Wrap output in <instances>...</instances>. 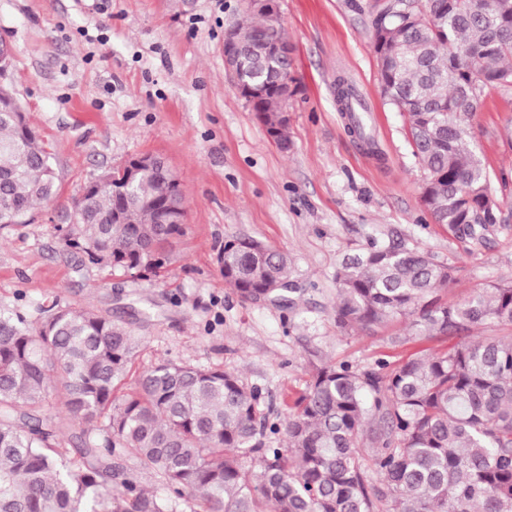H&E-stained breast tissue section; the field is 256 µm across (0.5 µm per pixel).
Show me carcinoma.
I'll return each mask as SVG.
<instances>
[{
	"instance_id": "carcinoma-1",
	"label": "carcinoma",
	"mask_w": 512,
	"mask_h": 512,
	"mask_svg": "<svg viewBox=\"0 0 512 512\" xmlns=\"http://www.w3.org/2000/svg\"><path fill=\"white\" fill-rule=\"evenodd\" d=\"M250 11L234 26L267 33ZM373 35L384 100L406 114L427 173L422 203L437 224L482 238L496 223L488 172L471 148L469 106L512 88V0H375ZM281 66L244 47L245 81L273 89L251 111L288 141ZM0 64V226L26 224L57 195L52 154L28 124ZM354 128L365 110L343 82ZM175 175L142 169L118 201L87 192L60 215L83 263L139 278L159 273L182 224L157 223ZM224 283L246 302L293 308L303 292L287 253L249 237L224 241ZM336 326L370 329L406 317L429 337L487 322L512 326V283L470 299L443 292L451 268L399 242L336 268ZM142 340L112 317L53 301L31 315L0 310V512H512V336L463 340L413 355L391 372L311 355L284 425L233 371L161 362L130 377ZM284 433L283 448L268 434ZM67 436L70 447L59 444ZM154 475V494L123 462Z\"/></svg>"
}]
</instances>
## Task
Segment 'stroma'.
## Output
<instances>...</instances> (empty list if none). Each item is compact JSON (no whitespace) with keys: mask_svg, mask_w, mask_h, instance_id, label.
<instances>
[{"mask_svg":"<svg viewBox=\"0 0 512 512\" xmlns=\"http://www.w3.org/2000/svg\"><path fill=\"white\" fill-rule=\"evenodd\" d=\"M372 3L280 0L294 56L283 150L224 69V30L245 19L246 0H0L12 88L60 175L56 207L0 229V307L56 300L112 316L143 339L136 370L171 360L237 372L274 421L305 388L313 350L393 367L461 341L421 337L405 318L348 333L334 321L337 265L374 243L450 266L452 301L512 282V89L491 93L470 120L498 220L483 240L457 237L425 212L405 118L380 94ZM340 79L370 107L372 145L348 130ZM142 153L166 161L185 205V233L149 279L82 263L55 224L84 185ZM235 236L292 257L305 289L294 309L225 286L219 255Z\"/></svg>","mask_w":512,"mask_h":512,"instance_id":"obj_1","label":"stroma"}]
</instances>
